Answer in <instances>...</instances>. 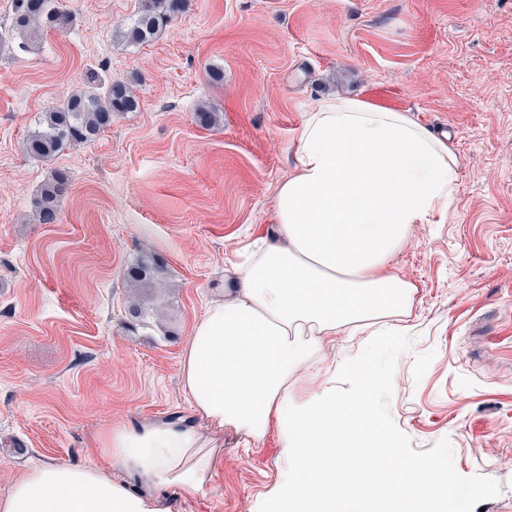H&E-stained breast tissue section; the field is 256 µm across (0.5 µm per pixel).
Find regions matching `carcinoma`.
I'll return each instance as SVG.
<instances>
[{"label": "carcinoma", "mask_w": 512, "mask_h": 512, "mask_svg": "<svg viewBox=\"0 0 512 512\" xmlns=\"http://www.w3.org/2000/svg\"><path fill=\"white\" fill-rule=\"evenodd\" d=\"M12 32L24 50L39 34L61 31L70 22L68 13L59 10L55 0H11ZM185 7V0H142L132 22L118 32L128 44L150 41ZM138 109V100L122 80L101 79L91 73L89 89L76 93L41 114L37 127L25 142L26 153L35 160L50 161L65 147L86 143L112 125V119ZM69 184V173L54 171L41 190L35 212L42 224H54L59 218L60 201ZM164 267L151 254L136 258L127 278L136 283L155 284L162 280Z\"/></svg>", "instance_id": "obj_1"}]
</instances>
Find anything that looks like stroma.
Returning <instances> with one entry per match:
<instances>
[{"mask_svg":"<svg viewBox=\"0 0 512 512\" xmlns=\"http://www.w3.org/2000/svg\"><path fill=\"white\" fill-rule=\"evenodd\" d=\"M58 2L70 25L20 53L0 0V495L38 463L122 477L103 429L191 418L190 327L270 227L306 113L343 95L445 127L458 187L390 264L417 287L402 335L340 336L327 360L369 362L375 424L467 486L438 512H512V0H187L137 46L113 33L139 0ZM93 72L128 82L138 110L30 158L41 112ZM202 104L218 125H196ZM57 168L60 219L42 224L34 202ZM142 253L165 287H129ZM283 467L276 432L254 446L225 434L222 464L177 512H278Z\"/></svg>","mask_w":512,"mask_h":512,"instance_id":"obj_1","label":"stroma"}]
</instances>
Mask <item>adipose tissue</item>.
Masks as SVG:
<instances>
[{
	"instance_id": "obj_1",
	"label": "adipose tissue",
	"mask_w": 512,
	"mask_h": 512,
	"mask_svg": "<svg viewBox=\"0 0 512 512\" xmlns=\"http://www.w3.org/2000/svg\"><path fill=\"white\" fill-rule=\"evenodd\" d=\"M294 168L278 187L273 235L234 265L181 352L183 393L200 427L181 419L108 429L101 445L124 478L87 464L28 469L0 512H173L175 491H199L224 459L225 430L257 444L277 427L286 468L269 496L293 512H436L448 492L435 462L404 455L371 416L377 376L337 395L329 379L298 395L295 373L336 335H398L416 286L388 274L417 225L447 210L457 162L399 109L330 97L307 112Z\"/></svg>"
}]
</instances>
